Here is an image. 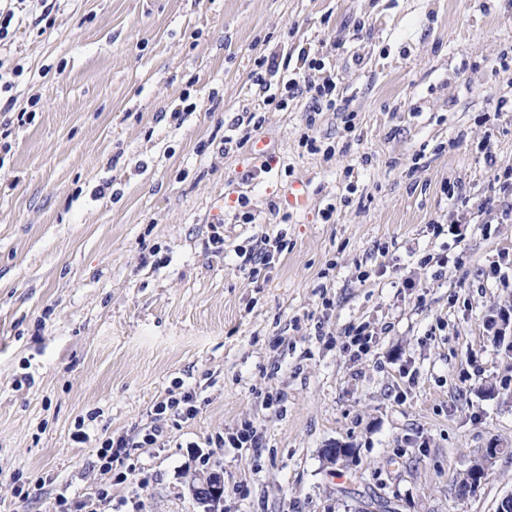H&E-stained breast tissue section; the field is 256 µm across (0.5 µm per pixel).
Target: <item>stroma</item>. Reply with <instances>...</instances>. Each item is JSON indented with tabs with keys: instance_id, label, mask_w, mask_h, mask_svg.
<instances>
[{
	"instance_id": "stroma-1",
	"label": "stroma",
	"mask_w": 512,
	"mask_h": 512,
	"mask_svg": "<svg viewBox=\"0 0 512 512\" xmlns=\"http://www.w3.org/2000/svg\"><path fill=\"white\" fill-rule=\"evenodd\" d=\"M15 18L0 120L39 103L0 156V512H52L63 488L201 512L190 485L215 469L224 512H497L512 221L481 204L512 169V0H57L48 22ZM303 48L339 78L312 126L308 97L279 109L255 83L260 58ZM297 187L306 206L285 207ZM264 236L287 247L254 277ZM176 388L196 418L145 445ZM245 421L258 447H215ZM111 435L134 469L119 485L93 468Z\"/></svg>"
}]
</instances>
